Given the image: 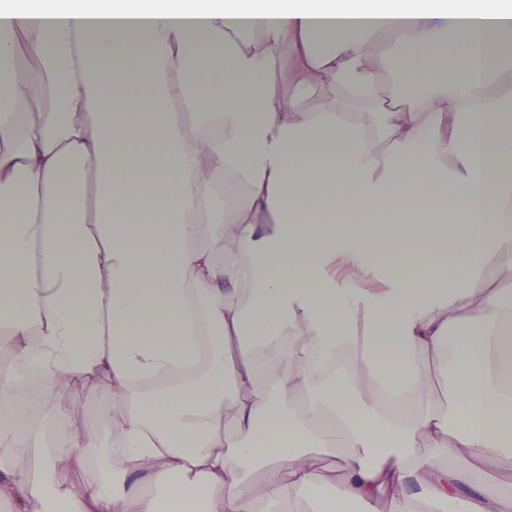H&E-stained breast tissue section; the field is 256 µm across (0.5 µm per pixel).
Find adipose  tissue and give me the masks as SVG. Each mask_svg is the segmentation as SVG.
I'll return each mask as SVG.
<instances>
[{"label":"adipose tissue","mask_w":512,"mask_h":512,"mask_svg":"<svg viewBox=\"0 0 512 512\" xmlns=\"http://www.w3.org/2000/svg\"><path fill=\"white\" fill-rule=\"evenodd\" d=\"M383 31L425 105L364 123L271 92L277 60L378 90ZM511 44L512 0H0V60L39 62L0 69V346L44 412L0 432V503L512 512ZM99 377L122 451L61 482L98 441L50 432L54 392Z\"/></svg>","instance_id":"1"}]
</instances>
